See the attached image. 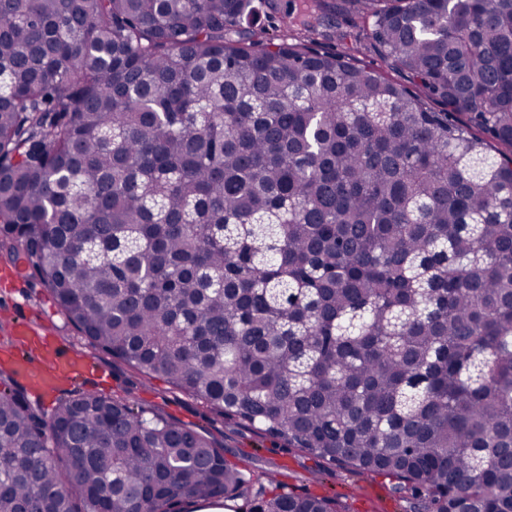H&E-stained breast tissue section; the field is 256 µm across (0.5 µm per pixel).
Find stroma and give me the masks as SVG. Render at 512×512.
I'll return each instance as SVG.
<instances>
[{
	"instance_id": "stroma-1",
	"label": "stroma",
	"mask_w": 512,
	"mask_h": 512,
	"mask_svg": "<svg viewBox=\"0 0 512 512\" xmlns=\"http://www.w3.org/2000/svg\"><path fill=\"white\" fill-rule=\"evenodd\" d=\"M317 46L351 54L359 64L381 71L395 81L403 79L375 48L366 23L357 14L337 15L330 38L318 41ZM8 296L29 303L36 333L25 337L0 333V370L13 369L18 354L37 360L59 346L85 366L79 379L61 382L50 390L15 376V386L22 388L31 402L38 404L45 413H52L58 400L76 390H94L125 398L145 409L162 412L188 427L204 429L211 440L223 448L227 461H249L256 472L274 475L295 494L336 499L346 512H410L409 502L395 493L392 479L347 469H328L321 459L224 418L199 399L174 389L163 380L143 378L125 363L95 351L58 311L52 297L36 279L16 274L9 261L0 257V313L6 310L3 300Z\"/></svg>"
}]
</instances>
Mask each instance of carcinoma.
Listing matches in <instances>:
<instances>
[{
	"label": "carcinoma",
	"instance_id": "obj_1",
	"mask_svg": "<svg viewBox=\"0 0 512 512\" xmlns=\"http://www.w3.org/2000/svg\"><path fill=\"white\" fill-rule=\"evenodd\" d=\"M357 12L400 84L314 47ZM0 0V251L90 346L416 512H512V0ZM345 512L97 392L0 389V512ZM273 19L267 21L263 17L257 22V28L254 29L253 36L256 40L263 42H278L283 35V26L281 25L278 15L271 14Z\"/></svg>",
	"mask_w": 512,
	"mask_h": 512
}]
</instances>
